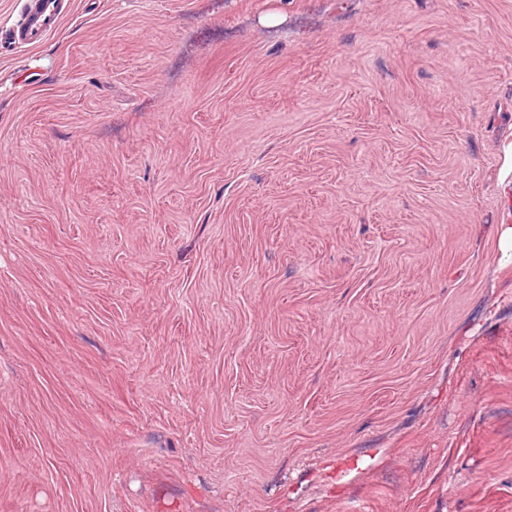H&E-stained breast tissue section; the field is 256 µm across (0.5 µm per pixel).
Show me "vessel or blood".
Masks as SVG:
<instances>
[{"label": "vessel or blood", "instance_id": "b4317fda", "mask_svg": "<svg viewBox=\"0 0 512 512\" xmlns=\"http://www.w3.org/2000/svg\"><path fill=\"white\" fill-rule=\"evenodd\" d=\"M72 0H23L20 19L9 28L11 44L21 48L40 46L61 25Z\"/></svg>", "mask_w": 512, "mask_h": 512}]
</instances>
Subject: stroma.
Here are the masks:
<instances>
[{
    "label": "stroma",
    "instance_id": "1",
    "mask_svg": "<svg viewBox=\"0 0 512 512\" xmlns=\"http://www.w3.org/2000/svg\"><path fill=\"white\" fill-rule=\"evenodd\" d=\"M512 0H73L0 52V512H512Z\"/></svg>",
    "mask_w": 512,
    "mask_h": 512
}]
</instances>
